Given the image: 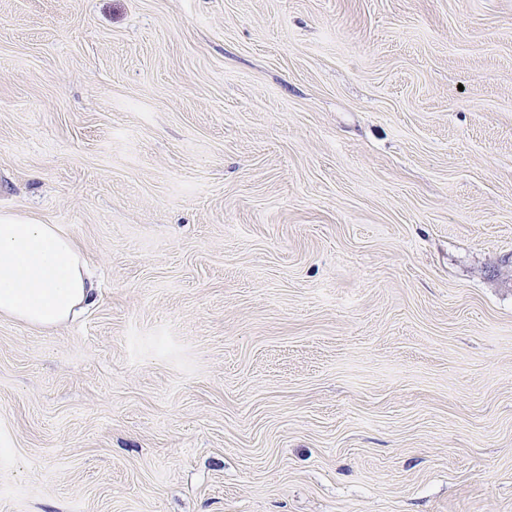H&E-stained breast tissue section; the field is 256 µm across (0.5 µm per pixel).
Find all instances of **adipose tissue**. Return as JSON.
Masks as SVG:
<instances>
[{
    "label": "adipose tissue",
    "instance_id": "adipose-tissue-1",
    "mask_svg": "<svg viewBox=\"0 0 512 512\" xmlns=\"http://www.w3.org/2000/svg\"><path fill=\"white\" fill-rule=\"evenodd\" d=\"M80 249L53 224L0 218V316L53 328L94 301Z\"/></svg>",
    "mask_w": 512,
    "mask_h": 512
}]
</instances>
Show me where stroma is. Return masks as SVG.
I'll list each match as a JSON object with an SVG mask.
<instances>
[{"mask_svg":"<svg viewBox=\"0 0 512 512\" xmlns=\"http://www.w3.org/2000/svg\"><path fill=\"white\" fill-rule=\"evenodd\" d=\"M0 512H512V0H0ZM80 249L54 224L0 218V316L53 328L94 301Z\"/></svg>","mask_w":512,"mask_h":512,"instance_id":"stroma-1","label":"stroma"}]
</instances>
